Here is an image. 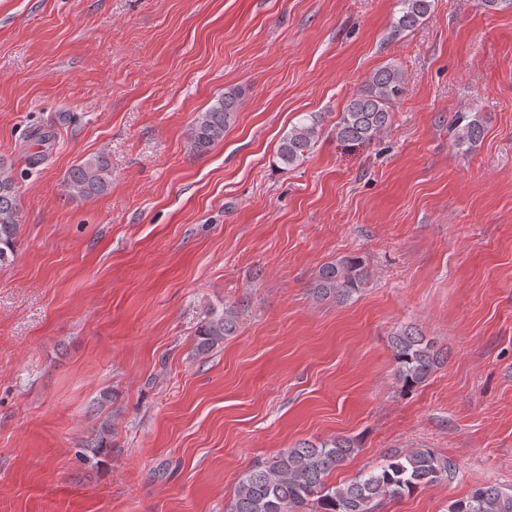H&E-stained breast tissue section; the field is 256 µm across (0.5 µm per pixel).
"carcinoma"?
<instances>
[{
	"mask_svg": "<svg viewBox=\"0 0 512 512\" xmlns=\"http://www.w3.org/2000/svg\"><path fill=\"white\" fill-rule=\"evenodd\" d=\"M399 3L400 16L393 25L395 34L421 24L434 6V0ZM405 91L404 74L397 66L387 65L372 73L336 120V140L352 144L373 140L391 123L392 107ZM240 95L236 88L227 89L195 117L190 143L196 153L206 152L224 137V130L235 120ZM321 122L320 115L310 113L289 129L277 151L281 164L290 167L303 160L319 139ZM484 131V119L478 112L458 115L448 125L454 146L467 152L483 138ZM110 180L107 157H89L68 172L65 196L92 198L104 193ZM20 228L17 182L11 167L0 162V268L15 260ZM367 277L361 257L343 256L320 267L311 292L317 299L345 301L360 292ZM237 327L236 308L226 306L211 312L197 328L196 350L201 354L212 351ZM390 341L397 380L407 391L425 383L444 363V354L435 342L411 326L396 329ZM92 448L98 453L112 448L110 424L100 425ZM358 451L356 441L343 436L318 443L304 441L286 448L245 471L227 512H374L375 506L387 497L412 494L456 473V465L433 449L415 448L405 453L390 452L381 465L339 486L328 485V475ZM448 512H512V491L496 484L482 485L450 503Z\"/></svg>",
	"mask_w": 512,
	"mask_h": 512,
	"instance_id": "1",
	"label": "carcinoma"
}]
</instances>
